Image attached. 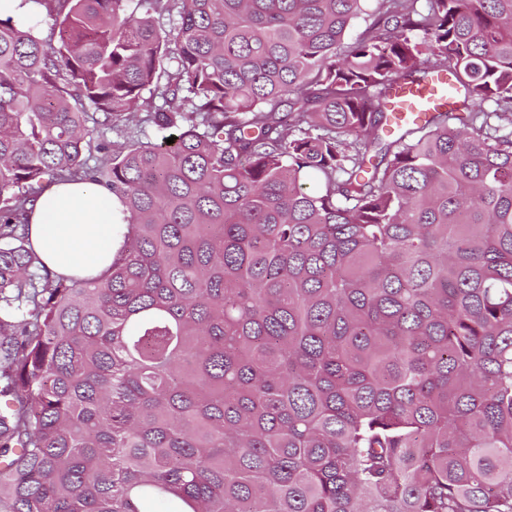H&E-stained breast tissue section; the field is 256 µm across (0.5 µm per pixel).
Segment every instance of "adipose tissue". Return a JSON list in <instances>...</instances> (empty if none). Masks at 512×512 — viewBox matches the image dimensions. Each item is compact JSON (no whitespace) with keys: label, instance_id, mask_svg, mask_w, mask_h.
Here are the masks:
<instances>
[{"label":"adipose tissue","instance_id":"ef3b65f1","mask_svg":"<svg viewBox=\"0 0 512 512\" xmlns=\"http://www.w3.org/2000/svg\"><path fill=\"white\" fill-rule=\"evenodd\" d=\"M120 210L116 197L91 182L51 185L34 206L32 246L55 273L98 276L111 266L121 248Z\"/></svg>","mask_w":512,"mask_h":512}]
</instances>
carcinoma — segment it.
Here are the masks:
<instances>
[{"instance_id":"obj_1","label":"carcinoma","mask_w":512,"mask_h":512,"mask_svg":"<svg viewBox=\"0 0 512 512\" xmlns=\"http://www.w3.org/2000/svg\"><path fill=\"white\" fill-rule=\"evenodd\" d=\"M33 2L48 35L0 20V512H512V0ZM431 74L458 105L389 131ZM72 180L127 213L97 278L29 239Z\"/></svg>"}]
</instances>
